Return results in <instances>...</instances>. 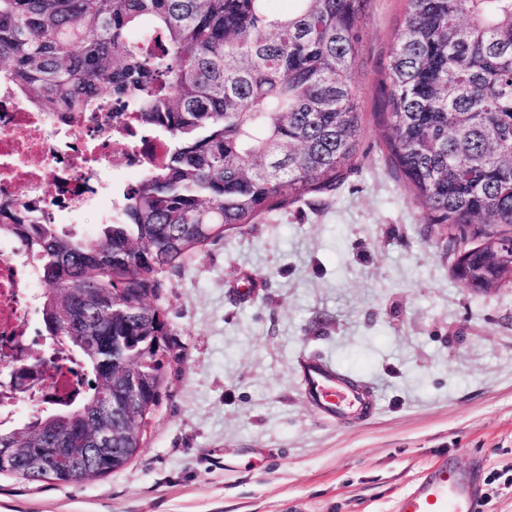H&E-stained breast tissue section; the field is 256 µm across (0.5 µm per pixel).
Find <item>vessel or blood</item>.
<instances>
[{"instance_id": "1", "label": "vessel or blood", "mask_w": 512, "mask_h": 512, "mask_svg": "<svg viewBox=\"0 0 512 512\" xmlns=\"http://www.w3.org/2000/svg\"><path fill=\"white\" fill-rule=\"evenodd\" d=\"M303 387L319 411L339 417L345 407L363 403L361 392L347 383L334 366L323 361L307 362ZM478 485L475 477L459 473L447 462L434 466L414 488L396 502L395 512H477Z\"/></svg>"}]
</instances>
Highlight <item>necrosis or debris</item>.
<instances>
[{"label":"necrosis or debris","instance_id":"necrosis-or-debris-1","mask_svg":"<svg viewBox=\"0 0 512 512\" xmlns=\"http://www.w3.org/2000/svg\"><path fill=\"white\" fill-rule=\"evenodd\" d=\"M159 139H144L131 112L89 114L86 123L64 112H42L19 96L0 71V206H48L53 223H76L97 210L117 221L120 202L111 179L143 174L146 152L163 153ZM43 281L16 238L0 235V369L18 367L44 343L39 320Z\"/></svg>","mask_w":512,"mask_h":512}]
</instances>
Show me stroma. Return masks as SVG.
Here are the masks:
<instances>
[{
  "instance_id": "obj_1",
  "label": "stroma",
  "mask_w": 512,
  "mask_h": 512,
  "mask_svg": "<svg viewBox=\"0 0 512 512\" xmlns=\"http://www.w3.org/2000/svg\"><path fill=\"white\" fill-rule=\"evenodd\" d=\"M403 9L370 0L360 21L361 134L336 191L163 273L173 350L137 456L81 485L0 475V512H394L442 460L478 466L479 512H512V284L461 283L391 170L379 83ZM310 358L376 412L320 414Z\"/></svg>"
}]
</instances>
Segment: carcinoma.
<instances>
[{"label": "carcinoma", "mask_w": 512, "mask_h": 512, "mask_svg": "<svg viewBox=\"0 0 512 512\" xmlns=\"http://www.w3.org/2000/svg\"><path fill=\"white\" fill-rule=\"evenodd\" d=\"M0 0V69L44 112L78 117L112 102L166 142L125 189L118 222L90 239L45 223L35 207L0 209V232L38 265L43 324L81 362L88 387L68 408L0 448L94 447L112 431L114 455L89 459L84 478L126 466L159 403L172 332L150 305L160 275L230 229L312 192H331L352 167L360 135L356 60L368 0ZM380 93L386 143L427 224L478 225L469 272L482 288L512 280V0H404ZM148 29L154 47L131 40ZM130 344L112 347V337ZM142 382L133 418H95L126 375ZM73 481L67 457L42 466Z\"/></svg>", "instance_id": "1"}]
</instances>
